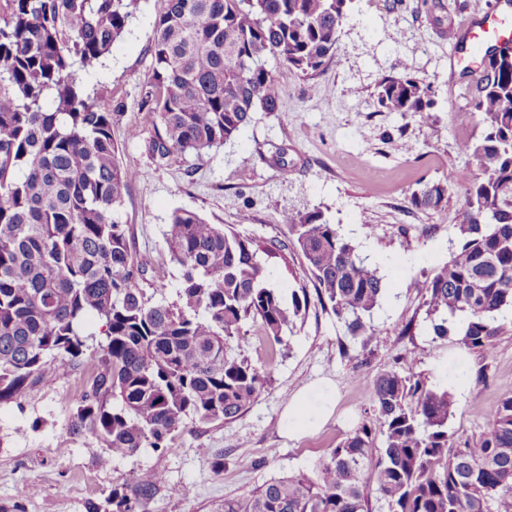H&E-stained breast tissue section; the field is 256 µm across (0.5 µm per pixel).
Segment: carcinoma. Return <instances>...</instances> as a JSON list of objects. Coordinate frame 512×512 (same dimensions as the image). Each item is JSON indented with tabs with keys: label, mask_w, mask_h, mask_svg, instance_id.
<instances>
[{
	"label": "carcinoma",
	"mask_w": 512,
	"mask_h": 512,
	"mask_svg": "<svg viewBox=\"0 0 512 512\" xmlns=\"http://www.w3.org/2000/svg\"><path fill=\"white\" fill-rule=\"evenodd\" d=\"M153 23L152 75L139 110L155 117L148 157L169 163L234 139L256 112H276L271 65L304 75L334 55L352 0H162ZM139 0H0V404L49 382L72 363L97 367L70 421L114 458L172 447L190 418L229 423L249 409L270 375L224 353L248 324L282 342L305 318L306 289L290 299L267 285L258 253L293 247L346 332L366 346L382 278L319 211L286 212L287 241L266 242L211 224L194 211L170 216L165 242L181 267L171 303L141 288L119 210L135 171L119 160L112 126L124 104L88 89L81 74L112 52ZM430 84L412 73L384 77V112L430 117ZM473 108L483 134L459 151L470 160L457 247L425 284L434 336H458L491 353L512 308V51L484 56ZM448 185L410 198L440 210ZM98 326L101 340L86 332ZM374 417L316 463L312 474L272 478L226 498L216 512H369V490L387 512H506L512 507V395L473 414V438L448 433V391L387 371L372 384ZM384 446L374 444L376 435ZM164 482L133 472L112 492L113 512H136Z\"/></svg>",
	"instance_id": "obj_1"
}]
</instances>
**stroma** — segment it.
<instances>
[{"label":"stroma","instance_id":"stroma-1","mask_svg":"<svg viewBox=\"0 0 512 512\" xmlns=\"http://www.w3.org/2000/svg\"><path fill=\"white\" fill-rule=\"evenodd\" d=\"M512 18L506 0H352L335 54L317 72L275 71L279 109L255 113L231 141L201 156L159 165L144 151L152 116L139 111L141 89L152 73V23L161 0H140L124 37L101 65L84 75L87 87L124 103L112 128L132 182L120 209L134 252L145 263L142 283L155 299L174 301L181 271L165 243L171 214L196 212L244 235L283 238L284 212L322 211L385 284L371 322L377 334L365 351L330 309L312 302L304 320L269 350L257 327L227 340L228 356L273 373L255 403L230 423L186 421L172 449H143L115 459L92 434L73 435L69 421L93 372L80 363L51 383L31 386L21 403L0 406V504L20 512H112L107 498L133 471L150 468L164 481L145 512H211L228 497L248 493L273 477L311 473L318 459L371 411V387L381 373L402 368L428 388L450 391L455 413L448 430L478 435L483 420L473 405L495 408L512 395V309L497 317L502 330L491 354L467 349L455 337L434 336L425 319L424 282L447 263L455 247L463 193L454 175L465 168L457 150L480 138L470 104L481 65L469 45H450L449 26L480 22L493 8ZM412 73L435 90L431 121L380 111L377 83ZM139 128L141 137L130 134ZM284 156L287 172L275 166ZM448 185L439 211L410 204L426 183ZM267 282L283 295L314 280L300 253L264 258ZM411 363H404L405 354ZM468 385L459 391L455 379ZM329 382L334 411L309 435L291 438L279 428L288 402L300 391ZM224 454L223 470L213 457Z\"/></svg>","mask_w":512,"mask_h":512}]
</instances>
